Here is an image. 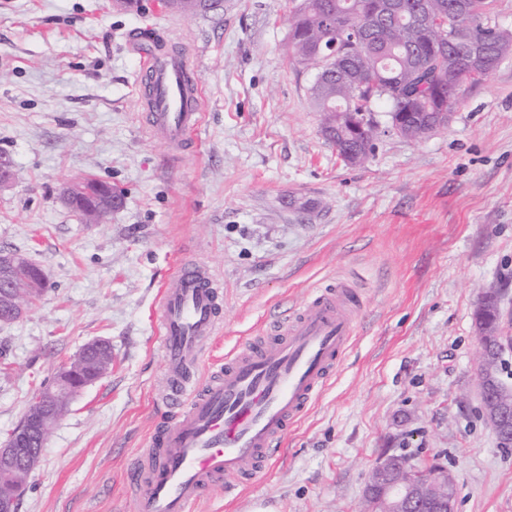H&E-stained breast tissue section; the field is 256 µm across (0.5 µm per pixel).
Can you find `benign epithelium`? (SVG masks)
<instances>
[{
  "label": "benign epithelium",
  "instance_id": "1",
  "mask_svg": "<svg viewBox=\"0 0 512 512\" xmlns=\"http://www.w3.org/2000/svg\"><path fill=\"white\" fill-rule=\"evenodd\" d=\"M63 202L70 208L80 199L94 197L93 210H112L117 201L112 194H92L88 180L62 189ZM29 266L27 258L0 250V304L10 307L13 320L28 311L17 287V274ZM497 347L480 344L478 382L482 410L496 438L512 446V386L502 380L500 363L512 351V336L496 318L491 332ZM112 367V344L104 339L84 344L75 358L62 364L52 384L38 393L33 407L5 442L0 443V512H16L26 483L22 472L34 469L41 460L35 444L47 440L53 425L68 411L73 397L103 378ZM364 496L380 502L384 512H456L455 481L448 468L436 460L415 463L403 453L386 452L373 467Z\"/></svg>",
  "mask_w": 512,
  "mask_h": 512
}]
</instances>
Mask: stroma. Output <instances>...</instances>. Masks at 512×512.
<instances>
[{"instance_id":"35a3bbf8","label":"stroma","mask_w":512,"mask_h":512,"mask_svg":"<svg viewBox=\"0 0 512 512\" xmlns=\"http://www.w3.org/2000/svg\"><path fill=\"white\" fill-rule=\"evenodd\" d=\"M292 0H224L183 16L166 0H0V250L47 287L0 323V441L57 367L96 338L112 368L72 400L17 512H133L125 473L175 416L156 333L159 292L184 260L222 282L220 328L191 376L204 384L239 337L343 281L360 328L326 388L237 500L217 488L193 512H357L387 449L440 457L457 512H512V448L480 412L478 292L503 288L512 324V55L468 88L448 126L400 136L386 113L365 163L324 136L315 71L289 50ZM197 48L205 108L170 156L147 129L134 34ZM92 175L120 193L86 224L62 188Z\"/></svg>"}]
</instances>
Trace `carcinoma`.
<instances>
[{"label":"carcinoma","instance_id":"1","mask_svg":"<svg viewBox=\"0 0 512 512\" xmlns=\"http://www.w3.org/2000/svg\"><path fill=\"white\" fill-rule=\"evenodd\" d=\"M493 0H300L290 23L299 63L316 70L312 98L324 113L323 132L341 157L358 150L369 157L374 113L390 119L409 112L419 125L436 112L453 114L467 85L480 80L472 67L480 50L495 70L512 50L489 16ZM171 10L214 11L221 0H168ZM334 39L341 61H322L319 44ZM365 127L360 138L349 123Z\"/></svg>","mask_w":512,"mask_h":512}]
</instances>
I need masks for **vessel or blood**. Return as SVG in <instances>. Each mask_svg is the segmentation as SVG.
Wrapping results in <instances>:
<instances>
[{"instance_id":"1","label":"vessel or blood","mask_w":512,"mask_h":512,"mask_svg":"<svg viewBox=\"0 0 512 512\" xmlns=\"http://www.w3.org/2000/svg\"><path fill=\"white\" fill-rule=\"evenodd\" d=\"M140 106L168 150L197 135L204 107L192 52L153 35L139 59ZM221 285L205 266L179 264L159 307L157 333L174 422L151 437L126 472L134 512H191L215 485L235 496L280 451L279 444L327 385L358 329L362 299L350 286L319 288L275 333L243 340L204 386L188 375L217 327Z\"/></svg>"}]
</instances>
